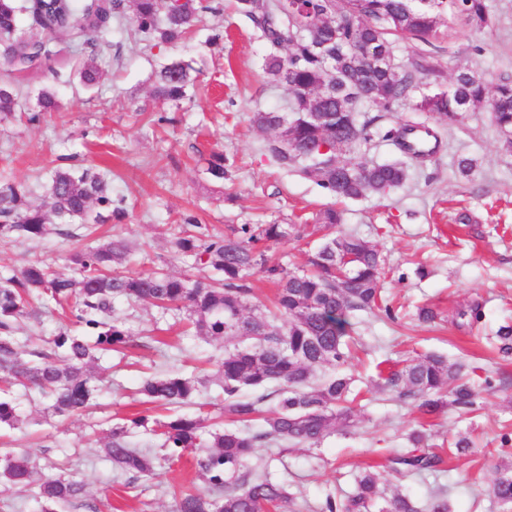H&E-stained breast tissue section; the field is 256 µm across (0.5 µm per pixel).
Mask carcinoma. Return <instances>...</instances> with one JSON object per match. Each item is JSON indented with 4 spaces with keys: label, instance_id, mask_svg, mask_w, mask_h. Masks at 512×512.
<instances>
[{
    "label": "carcinoma",
    "instance_id": "carcinoma-1",
    "mask_svg": "<svg viewBox=\"0 0 512 512\" xmlns=\"http://www.w3.org/2000/svg\"><path fill=\"white\" fill-rule=\"evenodd\" d=\"M307 11L283 0H238V8L276 51L264 60L267 82L282 88L288 111L258 110L251 115L254 127L277 132L285 121L291 125V150L284 153L270 138L266 151L277 165L294 168L302 156L313 161L300 168L336 201L367 194L384 196L408 179L404 161L373 163L355 161L351 155L371 140V126L382 116L364 121L359 112L366 106L389 113L424 84L422 74L432 67L401 65L399 77L386 69L363 66L376 52H393V41L414 39L425 43L448 36V17L462 20L473 30H484L492 20L486 0H305ZM215 12L205 0H0V44L10 51V61L31 64L53 53L49 42L33 39L19 24L25 13L31 26L50 34L72 32L84 37L87 53L79 75L87 85L99 79L95 60L102 49L112 47V18L131 15L136 31L158 44H175L186 38L197 15ZM307 22L301 38L293 36L298 17ZM194 85L188 67L180 62L159 72L153 96L179 103ZM487 102L498 133H512V80L499 83L493 92L467 67L455 73L446 89H428L415 103L416 110L433 116L442 126L461 120L470 109ZM17 96L0 87V121L13 118ZM411 128L403 124L388 130L384 138L413 157L430 155L422 145L406 140ZM336 145V159L319 153L321 146ZM206 173L224 179V156L212 153ZM28 185L0 178V239L40 241L51 234L78 237L72 229L87 230L96 224L120 223L126 218L123 200L112 198V185L92 167L60 164L48 175L46 207L29 201ZM53 214L57 223L48 222ZM187 226L173 234L174 256L191 268H207L209 275L189 277L169 272L126 273L118 270L129 253L122 238L73 253L77 276L56 274L40 263L13 273H0V372L8 384L0 388V426L17 428L20 396L13 390L36 389L50 402L53 413L69 418L93 405L97 377L92 365L100 356L122 352L130 335L122 322L112 319V301L122 298L149 302L163 309L185 308L196 335L210 340L235 339L219 364L218 386L224 393V412L235 426L209 430L205 419L181 414L155 422L152 429L162 438L167 460L185 452L199 455L206 492H183L176 512H266L288 500L283 484L268 474L250 475L256 449L268 443L316 444L339 428L349 426L352 412L347 403L353 379L343 371L353 337L350 315L377 311L396 319L392 303L382 294L383 260L379 252L355 235H335L331 228L343 223V212L324 209L313 231L323 242L308 255V269L288 271L269 262L266 248L291 237H301L295 224H242L224 236L209 233L196 216L186 214ZM266 274L275 287L273 308H250L252 288L248 278L255 270ZM50 299L63 307L74 303L73 323L84 336L57 334L53 352L25 350L15 336V325L28 315L34 301ZM282 324L277 325L275 321ZM329 366L318 386L311 385L316 369ZM201 379L175 369L143 380L139 392L147 402L181 407L200 394ZM387 385L415 402L422 420L441 413L448 405L471 409L476 391L465 366L429 353L408 358L387 378ZM248 398L243 391L265 390ZM276 399L264 409L269 396ZM145 415L109 430L105 457L136 481L154 470V457L127 446L129 434L146 427ZM424 435L408 436L409 452L392 458L398 475L433 471L441 455L422 448ZM35 467L25 452L0 455V483L7 490L33 491L42 512H66L82 498L84 485L73 477L34 479ZM489 495L500 505L512 506V462L500 469L489 486ZM451 512L444 490L431 493L424 507L409 496H386L379 473L366 471L356 478L354 491L343 500L325 496L321 512Z\"/></svg>",
    "mask_w": 512,
    "mask_h": 512
}]
</instances>
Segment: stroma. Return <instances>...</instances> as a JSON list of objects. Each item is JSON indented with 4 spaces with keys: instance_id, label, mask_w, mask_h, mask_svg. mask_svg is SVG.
<instances>
[{
    "instance_id": "1",
    "label": "stroma",
    "mask_w": 512,
    "mask_h": 512,
    "mask_svg": "<svg viewBox=\"0 0 512 512\" xmlns=\"http://www.w3.org/2000/svg\"><path fill=\"white\" fill-rule=\"evenodd\" d=\"M220 10L202 14L194 32L175 45H153L117 27L114 49L97 63L98 89H83L77 78L85 56L81 40L69 33L53 38L54 54L30 67L0 56V82L21 93V109H37L40 91L54 94L58 109L46 121L0 122V176L30 186L33 204L45 199L42 176L62 158L109 171L112 194L122 198L126 219L105 224L91 236L96 244L125 239L129 272L164 268L184 275L188 267L169 245L183 213H194L214 233L239 224H315L330 199L312 180L272 161L267 139L249 122L251 112L284 108L281 89L268 84L262 63L270 46L235 8L219 0ZM491 28L475 31L451 21L446 39L427 45L399 39L394 55L401 64L430 63L439 70L433 86L447 87L459 67L479 75L488 87L512 77V0H486ZM220 34L215 45L206 38ZM183 61L192 67L195 94L180 106L154 99L152 89L162 66ZM166 122H159V115ZM415 122L435 129L439 146L429 158L411 162L407 182L389 196L375 195L343 204L341 233L367 240L383 256L388 272L382 282L397 317L387 320L356 313L357 341L348 365L362 393L352 406L347 433L320 444L270 445L257 451V470H270L282 481L289 499L278 512H319L327 493L350 494L355 477L373 468L386 491L401 490L425 502L430 491H448L452 512H506L487 488L503 456V439L512 440V356L495 349V334L512 325V152L503 151L487 106L467 112L452 126L435 124L416 111L414 98L395 106L372 129V139L356 158L389 162L401 151L382 135L392 123ZM223 153L229 170L214 182L203 172L210 153ZM476 160L473 175L460 176L458 157ZM469 214L471 223L459 220ZM74 241L53 236L39 243L0 240V270L40 261L70 275ZM481 303L483 318L470 325L462 313ZM437 310L431 324L417 318L419 307ZM112 316L131 336L124 353L100 362L105 382L97 404L80 416H52L43 398L21 400L24 424L0 431V453L27 452L37 475L76 476L85 494L68 512H174L180 491L205 490L194 453L175 463H161L156 475L130 483L128 475L103 457L113 424L137 413L165 418L164 408L144 403L137 389L148 376L171 369L195 371L207 385L199 403L182 413L207 414L222 426L224 399L214 382L224 358V344L189 335L185 312L161 311L147 302L116 301ZM65 312L53 302L39 305L21 322L20 336L49 349L52 338L69 328ZM434 352L474 368L478 392L472 409L448 408L419 425L411 400L386 387L383 369L404 359ZM424 428L437 452L458 435L473 441L469 454L446 457L440 471L399 477L390 459L408 447V434Z\"/></svg>"
}]
</instances>
